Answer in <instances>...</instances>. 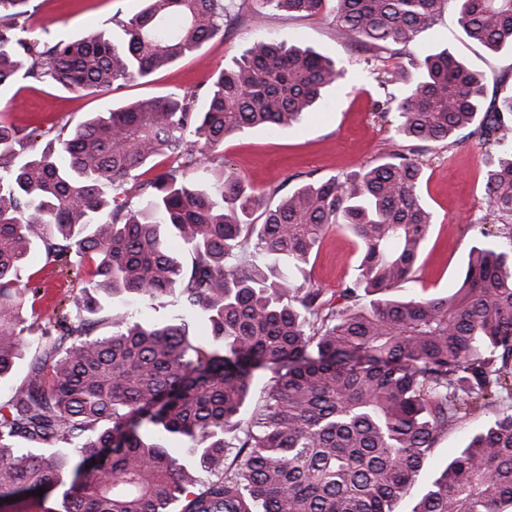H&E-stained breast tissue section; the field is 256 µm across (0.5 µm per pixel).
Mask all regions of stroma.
I'll list each match as a JSON object with an SVG mask.
<instances>
[{
    "instance_id": "obj_1",
    "label": "stroma",
    "mask_w": 512,
    "mask_h": 512,
    "mask_svg": "<svg viewBox=\"0 0 512 512\" xmlns=\"http://www.w3.org/2000/svg\"><path fill=\"white\" fill-rule=\"evenodd\" d=\"M35 14L28 25L33 36L53 44L109 29L120 31L124 20L140 11L143 0H33ZM242 16L192 56L156 72L149 81H132L110 91L87 94L67 91L32 78L0 89V120L25 130L73 129L92 113L138 99L171 92L204 101L215 69L244 54L258 35L308 47L344 68L345 77L326 96L325 106L293 128L273 131L254 128L224 141L221 161L241 175L270 202H278L294 185L334 175H345L379 163L393 151L392 127L381 118L377 103L385 92L376 81L384 68L449 49L457 59L483 74L488 96L512 89V51L491 52L470 42L453 10L444 11L432 29L419 34L404 54L378 55L337 36L333 13L295 17L271 11L257 16L259 0H236ZM485 145L477 137L457 135L424 152L421 194L435 222L424 243L411 281L393 289L396 297L422 291L443 294L455 288L458 275L474 246L485 235H498L483 190ZM360 249L354 237L329 225L320 248L312 254L306 272L326 294H334L355 274ZM40 289L35 310L40 316L68 306L80 289L75 269L46 262L33 253L25 269ZM493 415L492 410L471 415L449 430L439 443L432 464L419 476L409 496L399 504L409 512L417 496L460 448L467 445Z\"/></svg>"
}]
</instances>
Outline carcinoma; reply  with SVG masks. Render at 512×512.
I'll return each mask as SVG.
<instances>
[{"label":"carcinoma","mask_w":512,"mask_h":512,"mask_svg":"<svg viewBox=\"0 0 512 512\" xmlns=\"http://www.w3.org/2000/svg\"><path fill=\"white\" fill-rule=\"evenodd\" d=\"M329 1L337 34L368 50L406 46L450 5L470 40L512 49V0H261L300 15ZM29 2L0 0V86L22 76L95 93L146 79L238 16L234 0H144L116 39L50 45L25 26ZM342 78L321 54L262 38L212 73L200 107L179 93L142 99L68 133L50 127L41 148L0 123V383L32 352L0 404V500L42 488L43 512H395L449 429L512 396V92L485 104L483 79L446 49L385 69L378 85L398 93L378 110L395 114L401 150L275 205L198 159L237 132L302 122ZM462 131L494 149L485 194L508 242L472 248L445 295L391 296L434 224L419 155ZM158 157L178 166L137 186L139 209L117 203ZM331 224L361 248L338 303L295 286ZM38 247L48 262L77 256L82 287L30 323L40 288L19 272ZM172 294L171 320L138 316ZM118 297L125 315H113ZM193 317L209 340L191 338ZM259 370L271 376L250 406ZM172 441L192 460L172 456ZM411 512H512V412Z\"/></svg>","instance_id":"1"}]
</instances>
